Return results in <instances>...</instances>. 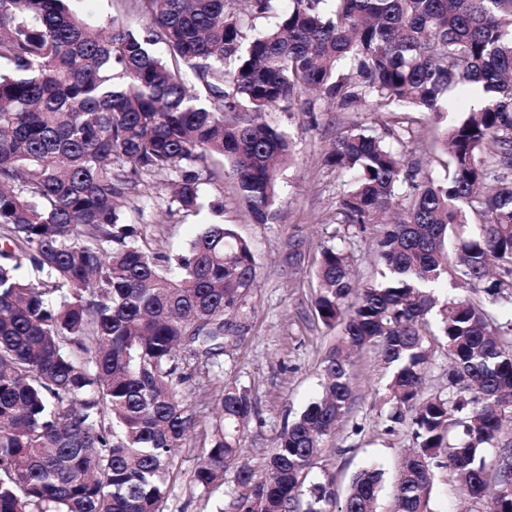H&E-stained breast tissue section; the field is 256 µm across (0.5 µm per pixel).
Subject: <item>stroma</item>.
<instances>
[{
    "instance_id": "35a3bbf8",
    "label": "stroma",
    "mask_w": 512,
    "mask_h": 512,
    "mask_svg": "<svg viewBox=\"0 0 512 512\" xmlns=\"http://www.w3.org/2000/svg\"><path fill=\"white\" fill-rule=\"evenodd\" d=\"M71 7L96 27H108L113 21L134 26L143 22L135 0H72ZM413 118L414 133L402 145L409 165L419 173L444 177V168L435 162L443 125L419 112ZM263 119L285 132L292 146V160L280 171L266 222L252 219L219 163L202 172L201 207L196 212L171 206L162 175L133 190L123 208L126 223L139 225L141 244L172 259L185 252L207 224L234 225L251 244L257 286L241 313L233 317L243 340L224 351L223 381L245 388L254 401L255 413L241 432L239 461L260 477L266 473V458L278 435L320 395L323 361L340 334L339 329L324 326L313 310L322 248L343 249L359 284L372 282L378 272L375 230L361 233L336 221V204L349 182L325 165L323 157L336 137L352 125H361L377 137L384 134L378 113L344 111L320 98L313 99L311 111L268 112ZM353 361V401L335 431L324 438L322 457L308 479L329 480L333 491L329 510L339 512L352 476L365 466H380L386 489L379 496L377 512H394L389 488L413 445L412 433L407 427L387 429L389 372L377 351H361ZM183 393L203 422L174 461L164 512H236L235 467H228L222 484L211 491H201L190 482L210 441L216 405L201 401L193 384L184 385ZM430 508L432 512H484L485 504L463 497L457 483L442 470Z\"/></svg>"
}]
</instances>
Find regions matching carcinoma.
<instances>
[{
    "label": "carcinoma",
    "instance_id": "1",
    "mask_svg": "<svg viewBox=\"0 0 512 512\" xmlns=\"http://www.w3.org/2000/svg\"><path fill=\"white\" fill-rule=\"evenodd\" d=\"M146 24L94 32L69 0H0V512H163L172 462L202 423V400L242 340L228 320L256 285L250 244L209 224L176 260L121 222L129 191L169 176L191 212L200 165L220 158L251 216L268 219L289 142L256 114L303 93L386 112L402 143L411 112L444 116L445 95L482 90L450 121L442 180L362 131L324 159L352 188L336 223L381 224V280L363 288L341 250L321 252L313 309L341 339L323 394L284 428L268 476L236 474L238 512H327L329 484L305 488L321 443L352 400L348 350L390 370L392 427L416 446L392 488L396 512H428L436 470L485 497L512 482V321L468 297L440 301L447 277L512 305V0H290L244 41L234 0H136ZM166 46V57L152 47ZM191 70L205 96L193 92ZM473 226L448 247V230ZM42 274L36 283L23 271ZM448 352V396L425 397L433 343ZM221 415L191 482L208 492L239 454L254 411L222 388ZM383 471L353 475L340 512H376Z\"/></svg>",
    "mask_w": 512,
    "mask_h": 512
}]
</instances>
